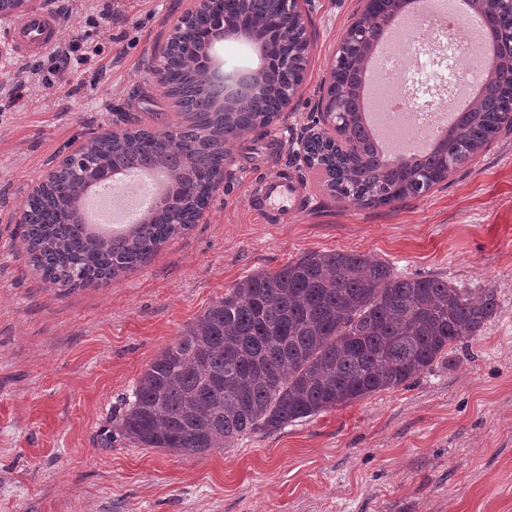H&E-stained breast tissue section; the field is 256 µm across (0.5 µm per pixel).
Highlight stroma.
<instances>
[{
	"mask_svg": "<svg viewBox=\"0 0 512 512\" xmlns=\"http://www.w3.org/2000/svg\"><path fill=\"white\" fill-rule=\"evenodd\" d=\"M63 33L103 5L99 53L0 110V512H512V132L428 193L359 206L288 150L318 119L358 0H311L305 79L287 112L232 147L194 226L146 265L60 293L30 266L18 216L89 137L175 123L147 63L192 0H38ZM288 171L301 209L259 221L251 182ZM369 255L405 277L494 289L481 336L409 384L189 455L119 439L112 414L162 348L227 288L310 252Z\"/></svg>",
	"mask_w": 512,
	"mask_h": 512,
	"instance_id": "stroma-1",
	"label": "stroma"
}]
</instances>
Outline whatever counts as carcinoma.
<instances>
[{"label": "carcinoma", "mask_w": 512, "mask_h": 512, "mask_svg": "<svg viewBox=\"0 0 512 512\" xmlns=\"http://www.w3.org/2000/svg\"><path fill=\"white\" fill-rule=\"evenodd\" d=\"M245 20L263 54L302 58L303 40L291 32L279 0H214L208 12L186 15L172 36L164 95L173 99L182 124L156 130L130 128L92 137L68 158L48 186L22 209L23 240L34 269L45 281L72 290L149 262L160 247L192 226L224 175L230 146L273 123L300 68L272 65L258 73L259 98L248 109L217 98L204 61L207 35L216 26ZM283 29L279 43L264 40ZM364 56L353 60L333 84L355 94ZM512 90V58L499 57L487 86L489 101ZM502 115L471 112L425 162L404 159L383 169L355 111L345 122L356 134V164L328 168L342 199L359 205L373 199L390 205L418 196L417 179L448 177L446 159L478 152L492 139ZM336 158L333 139L313 137L312 166ZM150 162L171 169L176 194L149 209L148 219L104 240L82 222V195L92 186L82 168L112 174ZM497 310L488 288L477 298L434 277H402L390 265L356 252H312L275 272L237 282L164 348L140 377L113 431L100 439L112 447L120 437L144 448L203 454L259 428L277 429L336 406L406 384L458 345L481 335Z\"/></svg>", "instance_id": "cac0c4a2"}]
</instances>
